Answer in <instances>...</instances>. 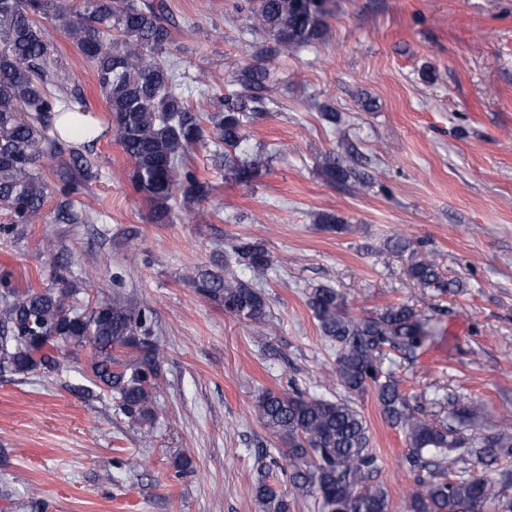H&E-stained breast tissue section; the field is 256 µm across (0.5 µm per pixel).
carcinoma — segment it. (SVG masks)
<instances>
[{
  "label": "carcinoma",
  "mask_w": 512,
  "mask_h": 512,
  "mask_svg": "<svg viewBox=\"0 0 512 512\" xmlns=\"http://www.w3.org/2000/svg\"><path fill=\"white\" fill-rule=\"evenodd\" d=\"M165 0H0V205L16 224L42 218L50 194L41 159L61 152L50 135L52 119L71 113L67 131L91 145L96 128L84 112L69 106L70 75L54 54L55 30L71 40L93 64L99 91L110 113L112 132L133 161L132 181L152 207L154 220L172 222V202L180 191L205 193L185 159L203 136V122L224 143V166L238 181L248 182L262 167L261 155L236 154L244 125L257 116L255 90L268 80L263 69L247 67L239 76L241 90L216 98L212 112L191 102L182 91L176 67L166 60L172 43ZM252 25L275 37L285 53L323 37L331 15L330 0H252ZM71 162L55 170L57 181L69 185L75 173L89 170L80 149ZM351 155L326 156L325 173L345 181L354 173ZM55 221L88 224L90 214L72 202L58 209ZM387 247L410 251L409 275L424 288L447 292L453 282L438 263L411 249L404 238ZM224 261V274L200 270L191 287L224 306V313L253 322L270 315L267 297L257 285L268 279L272 262L267 247L241 240ZM0 368L17 374L55 373L69 356L86 349L87 371L95 386L112 395L118 409L133 422L151 429L159 409L156 369L137 352H156L154 310L114 298L80 310L77 283L64 276L43 289L14 287L0 278ZM308 306L321 335L336 346V385L345 397L336 400L293 388L264 391L258 410L265 427L279 441L291 464L290 481L298 493L315 499L319 512H391L388 492L372 483L376 457L370 428L350 397L373 391L384 422L404 435L405 461L416 473L417 489L407 512H512L506 490L512 470L494 479L486 470L512 456V427L504 425L483 437H467L448 426L481 406L456 398L452 410L438 420L411 401L391 372L383 369L387 351L414 359L428 340L427 321L408 304L354 314L336 289L311 290ZM259 512H290L288 500L259 479L251 486Z\"/></svg>",
  "instance_id": "carcinoma-1"
}]
</instances>
